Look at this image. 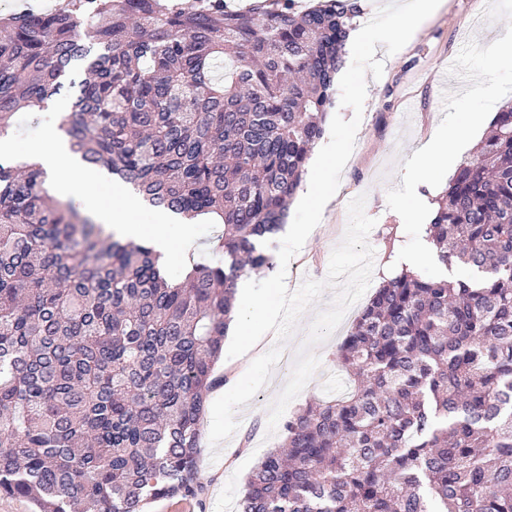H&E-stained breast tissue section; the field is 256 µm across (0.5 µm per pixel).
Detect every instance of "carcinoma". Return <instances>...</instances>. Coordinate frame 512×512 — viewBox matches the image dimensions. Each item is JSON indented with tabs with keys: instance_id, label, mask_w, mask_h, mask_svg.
Segmentation results:
<instances>
[{
	"instance_id": "carcinoma-1",
	"label": "carcinoma",
	"mask_w": 512,
	"mask_h": 512,
	"mask_svg": "<svg viewBox=\"0 0 512 512\" xmlns=\"http://www.w3.org/2000/svg\"><path fill=\"white\" fill-rule=\"evenodd\" d=\"M356 6L65 0L0 17V136L66 88L70 149L152 207L211 215L224 262L171 280L153 246L54 201L0 153V494L38 512L203 503L200 423L244 271L269 270ZM426 225L444 266L375 289L237 512H512V101Z\"/></svg>"
}]
</instances>
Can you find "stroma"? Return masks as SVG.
<instances>
[{"instance_id":"35a3bbf8","label":"stroma","mask_w":512,"mask_h":512,"mask_svg":"<svg viewBox=\"0 0 512 512\" xmlns=\"http://www.w3.org/2000/svg\"><path fill=\"white\" fill-rule=\"evenodd\" d=\"M510 31L512 0H445L398 53L387 55L385 46L377 45L375 57L383 61L384 73L367 81L353 152L320 223L288 266L289 290H296L304 280L326 277L331 252L346 231L347 206L360 195L366 198V214L376 220L367 237L374 250L372 284L382 281L384 269L398 254L414 256L413 270L423 277L467 276L464 266L438 262L425 233L428 216L404 174L416 151L448 123L464 126L479 118L492 120L512 96V65L496 64L490 57L500 36ZM488 80L497 88L496 98L474 91L475 85ZM59 115L55 105L36 115L26 110L16 113L11 131L14 155L45 145ZM332 298V291H325L298 318L282 344L288 359L278 361L268 383L236 410V432L216 449L203 442L199 463V478L206 487L203 503L163 499L152 503L149 512H236L248 476L264 454L284 440L283 427H268L269 408L289 379L292 358L304 345L317 312L326 309ZM355 318V313H346L325 341L312 346L320 365L290 402L288 412L317 399L342 397L345 383L336 350Z\"/></svg>"}]
</instances>
